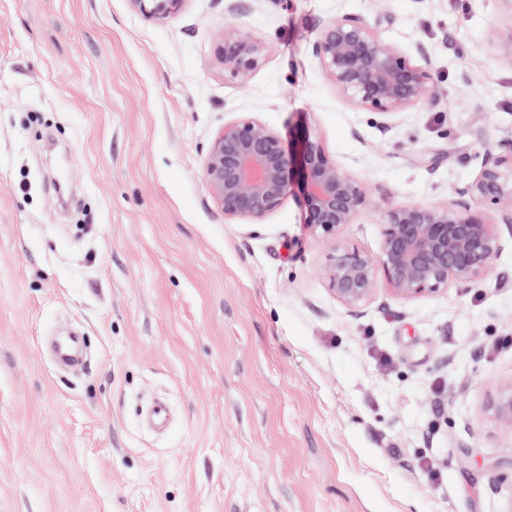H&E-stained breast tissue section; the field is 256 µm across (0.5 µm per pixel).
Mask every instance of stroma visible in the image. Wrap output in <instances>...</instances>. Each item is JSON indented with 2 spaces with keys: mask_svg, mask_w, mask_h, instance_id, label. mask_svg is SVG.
Returning <instances> with one entry per match:
<instances>
[{
  "mask_svg": "<svg viewBox=\"0 0 512 512\" xmlns=\"http://www.w3.org/2000/svg\"><path fill=\"white\" fill-rule=\"evenodd\" d=\"M349 14L424 49L437 104L336 93L312 49ZM228 24L268 47L245 88L214 61ZM510 26L507 0H0V512H512V246L355 315L299 192L228 221L203 178L227 122L311 131L376 202L340 239L378 253L384 207L512 154ZM187 0H128L130 8L148 20L163 22L185 7Z\"/></svg>",
  "mask_w": 512,
  "mask_h": 512,
  "instance_id": "35a3bbf8",
  "label": "stroma"
}]
</instances>
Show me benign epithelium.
<instances>
[{"mask_svg": "<svg viewBox=\"0 0 512 512\" xmlns=\"http://www.w3.org/2000/svg\"><path fill=\"white\" fill-rule=\"evenodd\" d=\"M187 0H128L148 20L166 21ZM490 46L512 59V28L492 33ZM267 46L235 25H226L215 48L224 77L250 84L265 61ZM326 80L346 102L372 109L391 120L436 97L430 68L411 53L382 40L367 20L346 15L326 24L313 45ZM512 155L487 150L482 168L458 198L446 203H399L384 212L377 255L348 248L339 231L375 206L366 182L346 172L322 140L305 131L292 144L260 120L244 116L224 124L211 139L204 165L205 187L227 220L258 221L276 211L300 188L307 227L332 240L326 272L336 298L358 313L373 297L378 275L401 301L432 296L454 281L485 275L503 249L500 226L512 236ZM496 206L497 217L471 212L469 200ZM497 407L512 427V385Z\"/></svg>", "mask_w": 512, "mask_h": 512, "instance_id": "1", "label": "benign epithelium"}]
</instances>
